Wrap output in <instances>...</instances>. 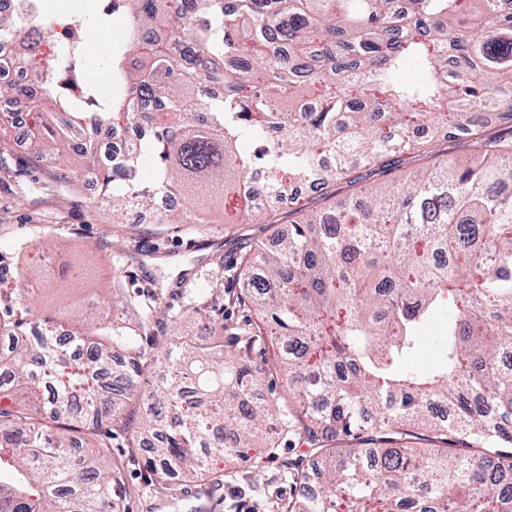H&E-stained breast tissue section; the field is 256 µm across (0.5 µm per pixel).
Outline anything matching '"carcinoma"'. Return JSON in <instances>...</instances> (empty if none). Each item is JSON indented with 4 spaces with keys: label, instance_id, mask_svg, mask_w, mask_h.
Masks as SVG:
<instances>
[{
    "label": "carcinoma",
    "instance_id": "cac0c4a2",
    "mask_svg": "<svg viewBox=\"0 0 512 512\" xmlns=\"http://www.w3.org/2000/svg\"><path fill=\"white\" fill-rule=\"evenodd\" d=\"M125 18L135 62L112 56L116 96L82 83L62 49L53 104L33 101L35 150L61 153L102 177L112 211L155 194L235 201L226 224H269L262 199L295 183L359 179L342 208L288 212V233L241 261L250 339L272 354L253 363L224 346V299L180 290L176 331L138 346L133 319L56 336L30 307L0 314V512H120L113 497L126 440L157 486L176 479L211 495L219 457L297 437L310 450L294 470L287 512H512V8L503 0H110L98 19ZM42 38L53 20L31 19ZM412 69L421 78L409 76ZM136 133L123 155L100 124ZM454 139L467 160L438 158ZM250 143L253 150L240 151ZM426 160L410 181L402 157ZM156 158L146 171L141 158ZM436 364L414 363L433 320ZM163 366L153 392L139 382ZM287 395L254 399L263 376ZM439 448H411L417 429ZM344 440L347 448L337 444Z\"/></svg>",
    "mask_w": 512,
    "mask_h": 512
}]
</instances>
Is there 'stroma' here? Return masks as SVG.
<instances>
[{
    "label": "stroma",
    "mask_w": 512,
    "mask_h": 512,
    "mask_svg": "<svg viewBox=\"0 0 512 512\" xmlns=\"http://www.w3.org/2000/svg\"><path fill=\"white\" fill-rule=\"evenodd\" d=\"M46 14L75 25L83 37V81L98 96L112 91L106 76L105 49L122 44L123 30L97 23L98 0H42ZM274 229L265 224H228L212 211L201 224L113 222L83 190L71 160L52 166L15 138L9 123L0 124V294L12 291L18 275L38 253L55 251L65 271L51 282H26V301L51 323L74 319L103 323L112 318L115 290L133 298H157L143 316L141 333L161 334L169 307L180 304L179 277L203 296L224 289V324L247 330L255 317L240 302L241 258ZM250 461L222 460L224 497L206 512H285L296 492L291 465L309 456L298 439L280 438L277 447L250 449ZM142 460H128L123 512H189L184 499L194 484L175 481L167 495L154 491Z\"/></svg>",
    "instance_id": "obj_1"
}]
</instances>
